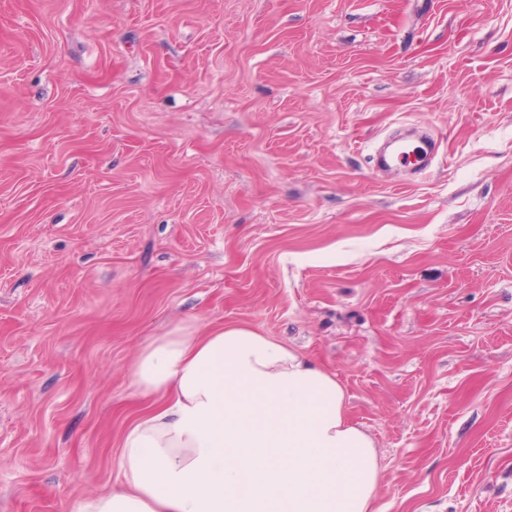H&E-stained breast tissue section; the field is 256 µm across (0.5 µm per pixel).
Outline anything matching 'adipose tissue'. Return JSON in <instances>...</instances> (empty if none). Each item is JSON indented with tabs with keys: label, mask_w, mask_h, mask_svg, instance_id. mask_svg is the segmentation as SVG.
<instances>
[{
	"label": "adipose tissue",
	"mask_w": 512,
	"mask_h": 512,
	"mask_svg": "<svg viewBox=\"0 0 512 512\" xmlns=\"http://www.w3.org/2000/svg\"><path fill=\"white\" fill-rule=\"evenodd\" d=\"M129 373L156 404L120 438L123 489L72 512H374L375 442L311 358L248 327L179 325Z\"/></svg>",
	"instance_id": "obj_1"
}]
</instances>
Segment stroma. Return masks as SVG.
Instances as JSON below:
<instances>
[{"label": "stroma", "instance_id": "1", "mask_svg": "<svg viewBox=\"0 0 512 512\" xmlns=\"http://www.w3.org/2000/svg\"><path fill=\"white\" fill-rule=\"evenodd\" d=\"M223 324L335 373L378 512H512V0H0V512L118 487L131 362Z\"/></svg>", "mask_w": 512, "mask_h": 512}]
</instances>
